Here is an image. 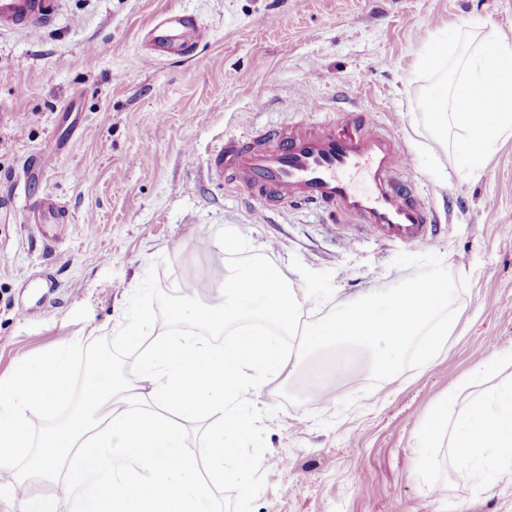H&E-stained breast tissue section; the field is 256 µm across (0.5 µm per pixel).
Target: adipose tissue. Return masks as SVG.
I'll list each match as a JSON object with an SVG mask.
<instances>
[{
	"label": "adipose tissue",
	"instance_id": "1",
	"mask_svg": "<svg viewBox=\"0 0 512 512\" xmlns=\"http://www.w3.org/2000/svg\"><path fill=\"white\" fill-rule=\"evenodd\" d=\"M505 361L512 362V349L480 357L462 391L450 393L428 414L417 436V475L433 466L436 448L445 445L457 477L465 483L492 485L512 477V379L488 391L473 390Z\"/></svg>",
	"mask_w": 512,
	"mask_h": 512
}]
</instances>
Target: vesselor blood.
I'll return each mask as SVG.
<instances>
[{"mask_svg": "<svg viewBox=\"0 0 512 512\" xmlns=\"http://www.w3.org/2000/svg\"><path fill=\"white\" fill-rule=\"evenodd\" d=\"M56 0H0V27L24 32L52 27ZM206 37L191 16L166 14L147 34L148 61L189 54ZM410 164L401 139L383 129L369 112L345 110L320 122L268 132L254 139L230 137L213 151L208 173L230 179L258 201V220L301 205L339 230L344 244L360 232L420 249L440 227L419 192L398 186L396 177ZM43 223L66 224L68 208L57 202L36 205Z\"/></svg>", "mask_w": 512, "mask_h": 512, "instance_id": "vessel-or-blood-1", "label": "vessel or blood"}]
</instances>
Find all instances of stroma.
<instances>
[{
    "label": "stroma",
    "mask_w": 512,
    "mask_h": 512,
    "mask_svg": "<svg viewBox=\"0 0 512 512\" xmlns=\"http://www.w3.org/2000/svg\"><path fill=\"white\" fill-rule=\"evenodd\" d=\"M168 12L209 37L144 63L146 33ZM450 29L512 43V0H58L52 31L0 30V378L66 342L112 338L122 294L148 270L163 292L206 299L228 267L222 228L296 290L293 260L331 271L337 301L413 275L394 263L401 246L364 235L342 246L302 208L255 223L245 191L208 174L225 136L295 124L309 103L372 112L402 139V178L444 225L429 250L460 282L455 329L419 369L339 377L332 404L293 376L264 385L269 456L253 512H512V481L457 483L447 449L429 480L412 475L434 404L478 354L512 348V138L468 174L420 123L418 63ZM44 198L72 223L33 228Z\"/></svg>",
    "instance_id": "35a3bbf8"
}]
</instances>
